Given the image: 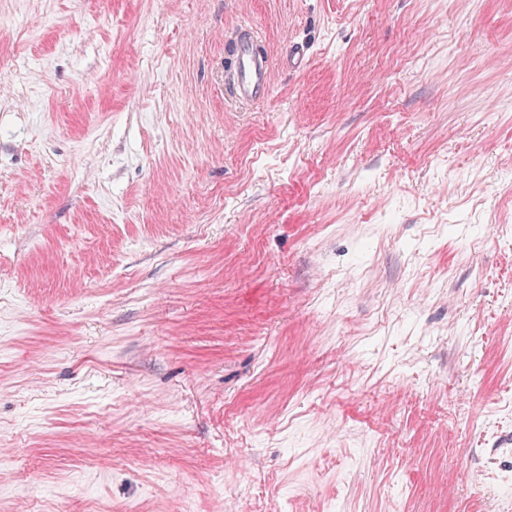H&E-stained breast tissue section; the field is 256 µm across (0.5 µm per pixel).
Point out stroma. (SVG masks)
Masks as SVG:
<instances>
[{
	"mask_svg": "<svg viewBox=\"0 0 512 512\" xmlns=\"http://www.w3.org/2000/svg\"><path fill=\"white\" fill-rule=\"evenodd\" d=\"M510 474L512 0H0V512ZM235 65L231 72L229 90L242 101L261 100L266 97L271 77L270 61L248 41L235 49Z\"/></svg>",
	"mask_w": 512,
	"mask_h": 512,
	"instance_id": "stroma-1",
	"label": "stroma"
}]
</instances>
